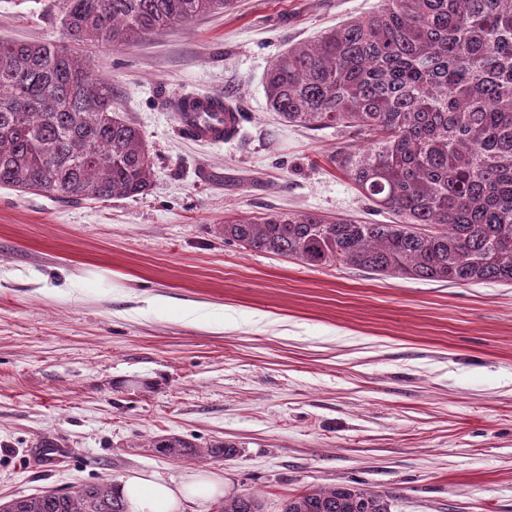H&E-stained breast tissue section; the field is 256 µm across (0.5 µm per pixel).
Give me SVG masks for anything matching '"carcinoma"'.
<instances>
[{
	"label": "carcinoma",
	"instance_id": "1",
	"mask_svg": "<svg viewBox=\"0 0 512 512\" xmlns=\"http://www.w3.org/2000/svg\"><path fill=\"white\" fill-rule=\"evenodd\" d=\"M61 38L0 41V185L61 200L144 194L153 162L112 84L75 45L120 48L224 9L230 0H52ZM269 111L309 129L352 132L331 161L395 224L317 212L224 221V242L312 267L377 276L512 284V0H383L377 11L280 54L265 76ZM163 456L228 458L176 436ZM0 512H127L112 483L42 490ZM216 512H262L250 494ZM285 512H391L352 485L313 488Z\"/></svg>",
	"mask_w": 512,
	"mask_h": 512
}]
</instances>
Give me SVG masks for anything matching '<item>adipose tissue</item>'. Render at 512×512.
Masks as SVG:
<instances>
[{"label": "adipose tissue", "mask_w": 512, "mask_h": 512, "mask_svg": "<svg viewBox=\"0 0 512 512\" xmlns=\"http://www.w3.org/2000/svg\"><path fill=\"white\" fill-rule=\"evenodd\" d=\"M114 490L126 501L129 512H182L186 503L218 494L221 485L217 480L194 475L178 484L134 475L119 481Z\"/></svg>", "instance_id": "obj_1"}]
</instances>
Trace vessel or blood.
<instances>
[{"label": "vessel or blood", "instance_id": "vessel-or-blood-1", "mask_svg": "<svg viewBox=\"0 0 512 512\" xmlns=\"http://www.w3.org/2000/svg\"><path fill=\"white\" fill-rule=\"evenodd\" d=\"M181 130L191 139L220 145L239 132L237 108L220 94H187L177 116Z\"/></svg>", "mask_w": 512, "mask_h": 512}]
</instances>
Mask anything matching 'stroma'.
Masks as SVG:
<instances>
[{"label":"stroma","mask_w":512,"mask_h":512,"mask_svg":"<svg viewBox=\"0 0 512 512\" xmlns=\"http://www.w3.org/2000/svg\"><path fill=\"white\" fill-rule=\"evenodd\" d=\"M380 6L231 0L90 49L153 184L111 201L0 187V501L199 473L263 512L342 484L391 512H512V285L310 267L219 229L271 211L391 223L332 163L345 135L280 121L263 89L281 51ZM59 35L50 0H0V38ZM188 93L234 103L238 136L188 139L170 109ZM170 434L238 452L164 458L151 442Z\"/></svg>","instance_id":"1"}]
</instances>
